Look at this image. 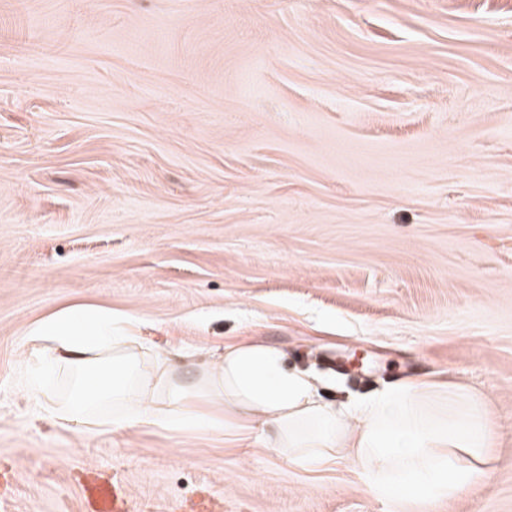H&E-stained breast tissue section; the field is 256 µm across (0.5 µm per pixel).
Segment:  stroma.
I'll list each match as a JSON object with an SVG mask.
<instances>
[{
  "label": "stroma",
  "mask_w": 512,
  "mask_h": 512,
  "mask_svg": "<svg viewBox=\"0 0 512 512\" xmlns=\"http://www.w3.org/2000/svg\"><path fill=\"white\" fill-rule=\"evenodd\" d=\"M74 304L186 382L243 341L329 400L462 382L489 474L392 497L202 427L67 429L29 332ZM1 461L8 512H80L82 466L142 512H512V0H0Z\"/></svg>",
  "instance_id": "stroma-1"
}]
</instances>
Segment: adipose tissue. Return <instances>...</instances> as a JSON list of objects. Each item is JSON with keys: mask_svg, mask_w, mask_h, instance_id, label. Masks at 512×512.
I'll list each match as a JSON object with an SVG mask.
<instances>
[{"mask_svg": "<svg viewBox=\"0 0 512 512\" xmlns=\"http://www.w3.org/2000/svg\"><path fill=\"white\" fill-rule=\"evenodd\" d=\"M33 355L66 375L63 393L44 391V416L90 428L204 427L249 438L267 433L297 460L324 465L347 448L373 487L397 495L449 497L482 481L496 445L490 410L468 386L420 380L363 401L325 400L284 352L260 342L225 346L204 376L177 379L169 360L145 350L111 309L71 306L31 329ZM217 404L208 415L199 400Z\"/></svg>", "mask_w": 512, "mask_h": 512, "instance_id": "ef3b65f1", "label": "adipose tissue"}]
</instances>
